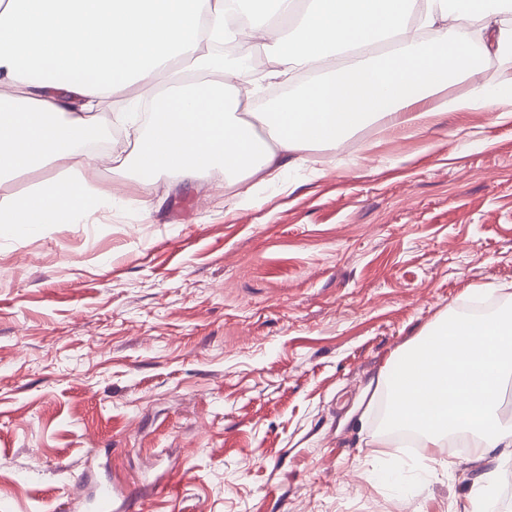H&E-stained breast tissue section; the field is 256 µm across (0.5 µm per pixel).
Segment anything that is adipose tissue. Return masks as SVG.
Segmentation results:
<instances>
[{"instance_id": "adipose-tissue-1", "label": "adipose tissue", "mask_w": 512, "mask_h": 512, "mask_svg": "<svg viewBox=\"0 0 512 512\" xmlns=\"http://www.w3.org/2000/svg\"><path fill=\"white\" fill-rule=\"evenodd\" d=\"M229 0H6L0 8V181L42 167L57 176L0 200V232L41 224H91L112 196L87 174V149L103 99L138 86L153 106L129 152L112 156L143 191L158 176L192 181L222 169L225 179L275 182L312 145L332 146L384 120L414 127L419 102L442 94L440 112L512 101V76L448 98L470 65L469 35L479 25L486 53L512 58V18L501 0H236L250 33L262 34L267 82L309 73V80L268 108H251L232 83L241 59L214 43L237 41L224 18ZM194 62L190 80L162 86L158 72ZM512 380V309L476 319L451 314L391 355L376 378L392 431L418 435L424 447L466 438L474 449L511 448L512 415L502 408ZM437 458L402 478L392 465L382 481L419 496Z\"/></svg>"}]
</instances>
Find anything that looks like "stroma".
I'll list each match as a JSON object with an SVG mask.
<instances>
[{
	"label": "stroma",
	"instance_id": "obj_1",
	"mask_svg": "<svg viewBox=\"0 0 512 512\" xmlns=\"http://www.w3.org/2000/svg\"><path fill=\"white\" fill-rule=\"evenodd\" d=\"M512 72L482 55L447 89ZM379 121L303 151L244 201L216 170L94 224L0 236V512H67L95 481L135 512H464L499 449L404 498L370 473L387 358L473 288L512 294V104Z\"/></svg>",
	"mask_w": 512,
	"mask_h": 512
}]
</instances>
